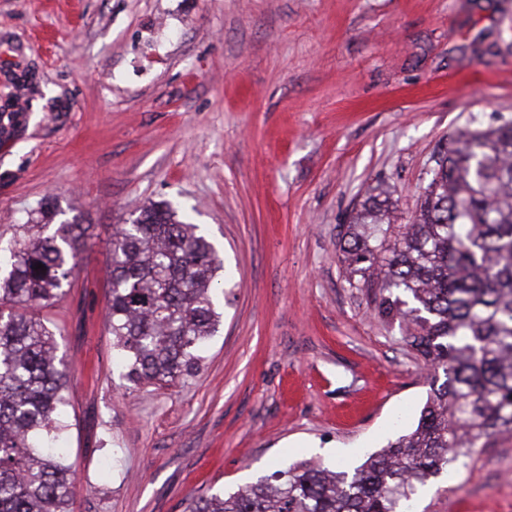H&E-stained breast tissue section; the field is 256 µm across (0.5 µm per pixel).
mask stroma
I'll list each match as a JSON object with an SVG mask.
<instances>
[{
	"mask_svg": "<svg viewBox=\"0 0 512 512\" xmlns=\"http://www.w3.org/2000/svg\"><path fill=\"white\" fill-rule=\"evenodd\" d=\"M512 121V0H0V249L44 202L94 236L41 309L70 365L73 512H184L301 459L351 472L416 425L428 370L351 287L367 191L408 223L449 133ZM170 203L224 260L199 372L114 361L107 242ZM415 512H512V437Z\"/></svg>",
	"mask_w": 512,
	"mask_h": 512,
	"instance_id": "stroma-1",
	"label": "stroma"
}]
</instances>
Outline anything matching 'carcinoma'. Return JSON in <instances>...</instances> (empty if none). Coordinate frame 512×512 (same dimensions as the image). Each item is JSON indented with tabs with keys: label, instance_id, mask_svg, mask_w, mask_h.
Returning <instances> with one entry per match:
<instances>
[{
	"label": "carcinoma",
	"instance_id": "1",
	"mask_svg": "<svg viewBox=\"0 0 512 512\" xmlns=\"http://www.w3.org/2000/svg\"><path fill=\"white\" fill-rule=\"evenodd\" d=\"M390 214L367 197L343 252L356 287L405 325L430 371L416 427L352 473L301 461L233 493L192 495L185 512H413L430 478L512 436V122L449 133L410 221ZM20 228L0 259V512H71L65 361L49 322L18 308L61 297L92 225ZM110 254L106 323L124 377L170 385L197 374L221 322L213 244L158 203L112 234Z\"/></svg>",
	"mask_w": 512,
	"mask_h": 512
}]
</instances>
